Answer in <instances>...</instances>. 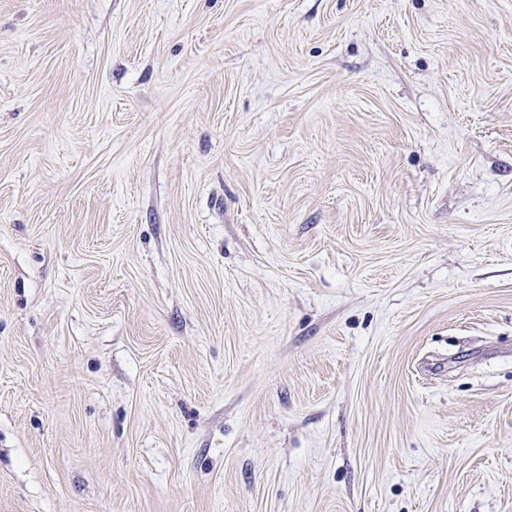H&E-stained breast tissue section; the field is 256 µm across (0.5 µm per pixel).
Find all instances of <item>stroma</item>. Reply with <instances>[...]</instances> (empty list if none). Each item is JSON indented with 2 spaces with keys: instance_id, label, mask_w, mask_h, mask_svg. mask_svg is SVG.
Instances as JSON below:
<instances>
[{
  "instance_id": "1",
  "label": "stroma",
  "mask_w": 512,
  "mask_h": 512,
  "mask_svg": "<svg viewBox=\"0 0 512 512\" xmlns=\"http://www.w3.org/2000/svg\"><path fill=\"white\" fill-rule=\"evenodd\" d=\"M0 512H512V0H0Z\"/></svg>"
}]
</instances>
